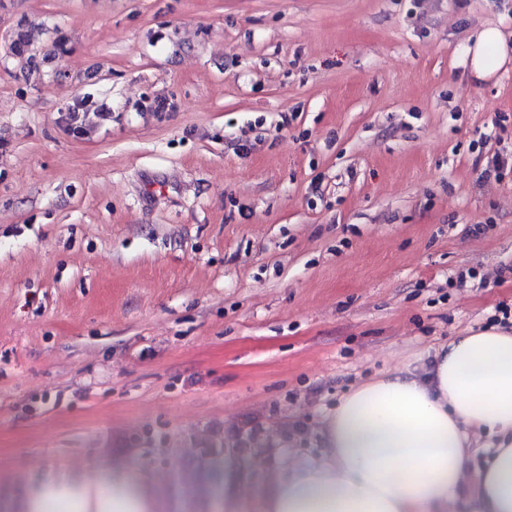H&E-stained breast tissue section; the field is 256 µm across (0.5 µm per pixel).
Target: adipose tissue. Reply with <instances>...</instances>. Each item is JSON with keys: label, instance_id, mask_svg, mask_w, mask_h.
<instances>
[{"label": "adipose tissue", "instance_id": "ef3b65f1", "mask_svg": "<svg viewBox=\"0 0 512 512\" xmlns=\"http://www.w3.org/2000/svg\"><path fill=\"white\" fill-rule=\"evenodd\" d=\"M472 73L512 57L496 27L470 50ZM324 451L273 469L262 487L239 464L191 484L175 503L123 463L94 474L60 469L29 483L8 512H512V328L468 330L430 354L356 387L324 420ZM489 458L478 474L477 450Z\"/></svg>", "mask_w": 512, "mask_h": 512}]
</instances>
